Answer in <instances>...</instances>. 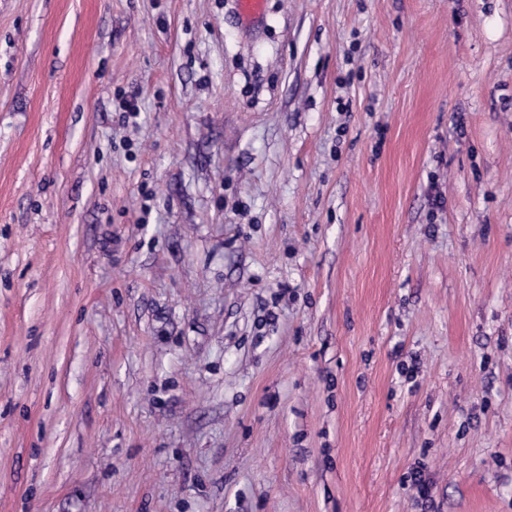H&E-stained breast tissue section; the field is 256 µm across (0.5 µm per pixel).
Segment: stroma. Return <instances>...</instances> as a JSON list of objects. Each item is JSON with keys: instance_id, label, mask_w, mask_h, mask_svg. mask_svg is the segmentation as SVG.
<instances>
[{"instance_id": "35a3bbf8", "label": "stroma", "mask_w": 512, "mask_h": 512, "mask_svg": "<svg viewBox=\"0 0 512 512\" xmlns=\"http://www.w3.org/2000/svg\"><path fill=\"white\" fill-rule=\"evenodd\" d=\"M0 512H512V0H0Z\"/></svg>"}]
</instances>
